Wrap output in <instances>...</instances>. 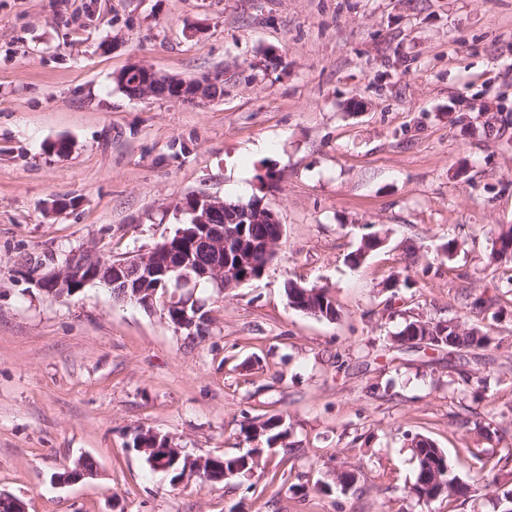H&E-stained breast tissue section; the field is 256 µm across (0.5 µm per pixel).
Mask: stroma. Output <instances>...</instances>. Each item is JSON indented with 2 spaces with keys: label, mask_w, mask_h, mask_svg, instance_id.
Instances as JSON below:
<instances>
[{
  "label": "stroma",
  "mask_w": 512,
  "mask_h": 512,
  "mask_svg": "<svg viewBox=\"0 0 512 512\" xmlns=\"http://www.w3.org/2000/svg\"><path fill=\"white\" fill-rule=\"evenodd\" d=\"M134 65L220 72L224 95L136 99L116 81ZM196 195L259 197L282 225L261 277L200 289L205 337L27 277L150 249ZM509 229L512 0H0V492L27 512H448L410 495L408 444L464 481L474 449L512 448V262L491 258ZM368 233L382 247L351 266ZM290 281L328 288L336 318L293 308ZM469 294L495 304L463 313ZM451 318L496 345L394 339ZM272 416L289 448L213 487L171 486L133 446L241 455L265 444L242 424ZM81 458L94 476L61 483Z\"/></svg>",
  "instance_id": "obj_1"
}]
</instances>
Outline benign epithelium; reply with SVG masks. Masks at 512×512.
I'll list each match as a JSON object with an SVG mask.
<instances>
[{
  "instance_id": "obj_1",
  "label": "benign epithelium",
  "mask_w": 512,
  "mask_h": 512,
  "mask_svg": "<svg viewBox=\"0 0 512 512\" xmlns=\"http://www.w3.org/2000/svg\"><path fill=\"white\" fill-rule=\"evenodd\" d=\"M132 74L137 79L127 88L135 98L154 93L160 82L174 92L176 99L205 100L224 94L222 72L201 80H165L147 67L132 66L121 74V79L125 81ZM187 207L192 215V228L177 234L185 244L181 251L172 249L167 238L145 252L116 262L97 251L87 250L85 254L90 256L91 263L66 261L58 268L37 272L32 275V281L43 292L62 294L68 291L74 294L95 282L109 288L119 286V301H134L148 310L159 306L171 323L196 336L204 323L201 314L207 301L195 297V288L202 282L208 283L220 298L224 290L248 281L240 271L254 265L256 258L264 260L261 269H266L275 254L276 243H260L244 250V227L276 224L278 219L256 198L240 205L229 224L214 222L216 214L224 208L220 200L199 195L190 198ZM195 252L207 254V263L193 264Z\"/></svg>"
}]
</instances>
